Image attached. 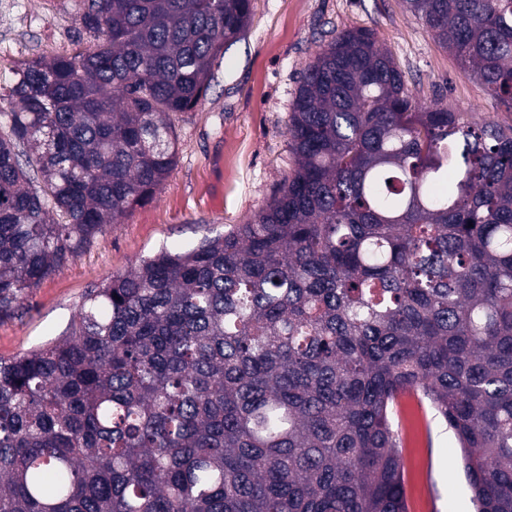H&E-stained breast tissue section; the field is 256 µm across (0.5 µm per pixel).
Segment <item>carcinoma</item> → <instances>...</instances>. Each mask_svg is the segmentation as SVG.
Here are the masks:
<instances>
[{
    "label": "carcinoma",
    "mask_w": 512,
    "mask_h": 512,
    "mask_svg": "<svg viewBox=\"0 0 512 512\" xmlns=\"http://www.w3.org/2000/svg\"><path fill=\"white\" fill-rule=\"evenodd\" d=\"M512 111V0H402ZM251 0H84L93 46L22 63L0 113V310L152 199ZM246 223L161 250L0 358V512H408L396 409L512 512V125L419 108L331 31Z\"/></svg>",
    "instance_id": "obj_1"
}]
</instances>
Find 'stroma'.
Instances as JSON below:
<instances>
[{
  "label": "stroma",
  "mask_w": 512,
  "mask_h": 512,
  "mask_svg": "<svg viewBox=\"0 0 512 512\" xmlns=\"http://www.w3.org/2000/svg\"><path fill=\"white\" fill-rule=\"evenodd\" d=\"M244 39L215 69L205 101L177 116V164L154 199L99 234L76 258L0 312V357L66 331L86 293L160 250L188 251L245 223L292 167L286 125L300 71L326 31L366 28L389 51L420 104L443 99L474 119L512 123L483 86L465 76L401 0H251ZM0 17V112L21 63L72 52L82 0H16ZM410 512H473L459 444L429 406H397Z\"/></svg>",
  "instance_id": "stroma-1"
}]
</instances>
